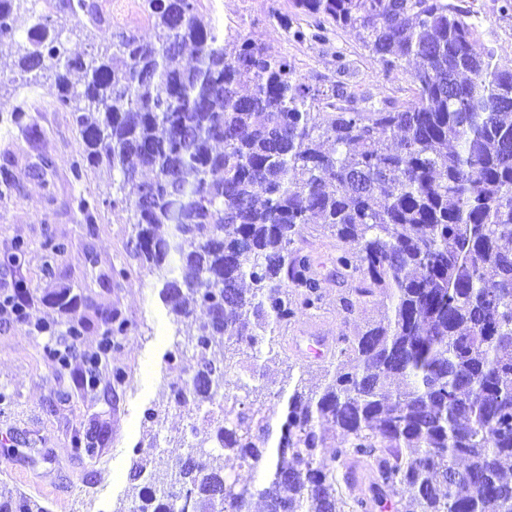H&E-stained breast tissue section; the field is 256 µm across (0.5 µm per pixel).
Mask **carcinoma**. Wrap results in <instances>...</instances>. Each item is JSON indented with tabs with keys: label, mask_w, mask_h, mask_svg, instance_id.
<instances>
[{
	"label": "carcinoma",
	"mask_w": 512,
	"mask_h": 512,
	"mask_svg": "<svg viewBox=\"0 0 512 512\" xmlns=\"http://www.w3.org/2000/svg\"><path fill=\"white\" fill-rule=\"evenodd\" d=\"M0 0V43L26 34L0 83L50 70L48 93L80 137L71 172L105 171L111 208L129 214L132 255L188 343L168 363L195 361L170 404L204 414L178 466L157 444L133 448L126 499L114 512H512V64L478 53V25L457 0H294L312 19L293 39L349 28L384 69L413 64V99L359 109L302 81L288 56L256 38L234 54L200 0L172 11L141 0L154 36L123 28L119 54L69 52L48 17ZM102 26L96 0H46ZM194 63L183 64L186 51ZM150 194H144L145 189ZM318 224L352 246L334 276L350 324L379 294L384 315L336 340L321 382L288 373L264 383L260 345L317 309L323 280L296 246ZM64 238L45 247L52 262ZM47 302L78 340L103 326L102 354L129 326L102 303L61 288ZM193 355H188V352ZM251 359L240 394L225 393L233 356ZM272 396L281 403L279 431ZM95 430L72 439L93 457ZM331 446V458L321 450ZM252 473L241 479L226 463ZM399 495L391 504L390 495ZM0 512H46L0 488Z\"/></svg>",
	"instance_id": "1"
}]
</instances>
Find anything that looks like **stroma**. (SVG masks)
<instances>
[{
    "label": "stroma",
    "mask_w": 512,
    "mask_h": 512,
    "mask_svg": "<svg viewBox=\"0 0 512 512\" xmlns=\"http://www.w3.org/2000/svg\"><path fill=\"white\" fill-rule=\"evenodd\" d=\"M112 2L111 25L63 23L62 40L69 51L106 48L113 31L128 26L153 36L140 0ZM464 3L475 13L477 48H494L502 61H512V11H502V0ZM203 5L205 16L225 34L226 49H233L237 35L261 39L293 60L305 83L323 90L342 85L360 108L401 105L412 98L410 66L384 70L350 29L331 27L321 41L292 39L278 22L279 16L295 15L291 0H203ZM49 82L48 75L29 74L0 84V160H7L14 180L0 190V291L20 277L32 291L25 320L0 314V486L31 497L47 512H114L128 485L132 450L147 440V408L160 412L158 441L169 458H176L181 440L190 439L187 412L167 405L169 384L187 378L190 369L164 361L178 326L159 297L160 284L127 250L133 233L127 212L104 204L113 193L111 180L92 169L78 181L71 174L79 134L72 113L48 94ZM18 104L27 112L28 128L10 123ZM82 199L89 202V211L79 209ZM91 225L96 228L92 234L87 231ZM52 237L69 241L53 279L42 273L45 243ZM19 241L27 254L17 270L6 258ZM303 245L326 278L323 299L318 309L305 311L289 325L280 356L269 366L267 385L273 391L291 370L319 382L324 362L313 358L311 347L316 339L332 342L345 331L341 289L330 280L343 246L314 225L305 232ZM114 266L128 268L130 275L106 283L104 276ZM64 286L109 305L130 327L99 366L92 389L79 379L86 373L84 355L99 349L101 329L84 333L82 354L66 369H54L44 355L46 346L67 344L66 316L45 301ZM116 368L125 371L124 383L114 381ZM94 425L104 435L98 456H76L73 434Z\"/></svg>",
    "instance_id": "35a3bbf8"
}]
</instances>
